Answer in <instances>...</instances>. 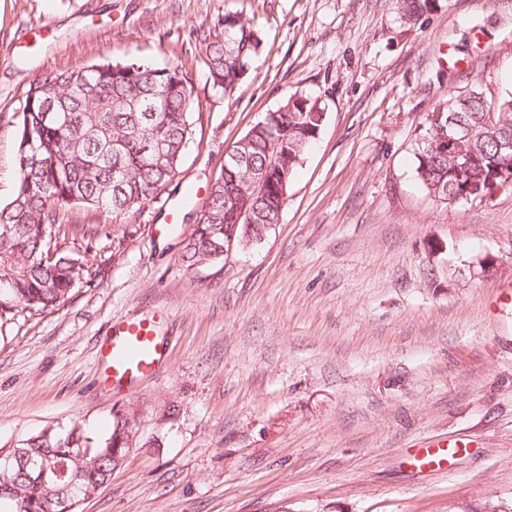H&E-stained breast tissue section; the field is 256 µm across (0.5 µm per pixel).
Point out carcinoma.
I'll list each match as a JSON object with an SVG mask.
<instances>
[{
	"mask_svg": "<svg viewBox=\"0 0 512 512\" xmlns=\"http://www.w3.org/2000/svg\"><path fill=\"white\" fill-rule=\"evenodd\" d=\"M405 18L414 20L433 0H396ZM212 86L232 91L244 66L258 57L257 30L226 14L200 41ZM306 108L288 97L276 109L278 117L260 131L250 128L233 145L242 164L230 163L224 177L211 187L210 197L196 212L185 239L183 259L190 266L224 257V230L236 234L235 245L258 242L277 223L292 178L316 140L312 117L316 101ZM195 99L191 77L175 62L158 66L143 59L105 61L58 73L29 86L18 125V181L6 205L0 206V329L19 311L46 312L64 303L85 276L79 257L53 241V226L72 206L110 209L116 216L154 199L179 174L193 138ZM472 131L469 149L474 161L459 172L448 155L437 151L436 134L448 123ZM512 139V97L487 102L472 90L452 95L426 118L419 140L416 176L426 193L448 206L473 200L475 190L512 188L502 176L512 173V155L499 153V143ZM163 143L165 156L151 160ZM255 213L249 232L234 226L233 208ZM129 418L116 415L105 446L92 448L75 430L26 439L23 448L36 464L21 466L0 459V501L12 512H64L95 489L112 469L117 447ZM56 471L61 479H42ZM78 486L67 490L73 474ZM68 505L60 504V500Z\"/></svg>",
	"mask_w": 512,
	"mask_h": 512,
	"instance_id": "carcinoma-1",
	"label": "carcinoma"
}]
</instances>
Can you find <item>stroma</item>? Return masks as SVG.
Returning a JSON list of instances; mask_svg holds the SVG:
<instances>
[{
  "label": "stroma",
  "mask_w": 512,
  "mask_h": 512,
  "mask_svg": "<svg viewBox=\"0 0 512 512\" xmlns=\"http://www.w3.org/2000/svg\"><path fill=\"white\" fill-rule=\"evenodd\" d=\"M261 53L231 93L195 41L224 14ZM189 70L201 117L179 173L120 216L74 207L56 239L87 273L58 309L0 328V452L80 427L125 462L76 512H512V190L452 207L420 186L429 112L512 96V0H0V205L18 179L30 84L104 60ZM326 110L279 221L193 267L186 198L292 94ZM155 318L173 350L133 390L100 389L97 344ZM464 440L436 471L411 452Z\"/></svg>",
  "instance_id": "stroma-1"
}]
</instances>
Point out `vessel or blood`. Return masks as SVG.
<instances>
[{
    "label": "vessel or blood",
    "mask_w": 512,
    "mask_h": 512,
    "mask_svg": "<svg viewBox=\"0 0 512 512\" xmlns=\"http://www.w3.org/2000/svg\"><path fill=\"white\" fill-rule=\"evenodd\" d=\"M169 350V340L159 335L155 320L127 318L113 321L111 331L102 340L98 351L104 387L117 394L134 389L156 373ZM461 450L458 443L429 442L418 449L416 460L421 466L440 469Z\"/></svg>",
    "instance_id": "vessel-or-blood-1"
}]
</instances>
